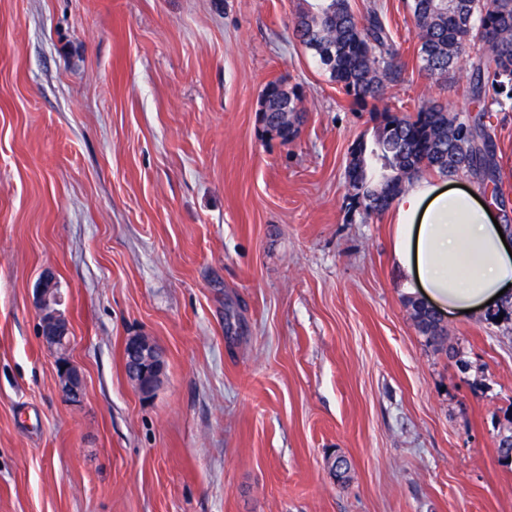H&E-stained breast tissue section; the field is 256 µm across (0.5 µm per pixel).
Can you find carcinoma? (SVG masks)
<instances>
[{
  "instance_id": "cac0c4a2",
  "label": "carcinoma",
  "mask_w": 512,
  "mask_h": 512,
  "mask_svg": "<svg viewBox=\"0 0 512 512\" xmlns=\"http://www.w3.org/2000/svg\"><path fill=\"white\" fill-rule=\"evenodd\" d=\"M410 9L419 42L422 70L446 76L463 54L472 58L465 97L477 114L452 113L432 101L415 115L394 113L384 103L385 83L400 80L398 50L375 5L356 17L350 0H313L293 19L298 41L329 73V78L365 107L375 102L379 125L372 147L360 142L352 163L363 171L353 197L368 213H380L425 171L442 175L465 172L486 187L497 184L494 128L485 113L505 96L512 99V0H412ZM299 90L280 82L264 92L269 112H294ZM418 332L444 349L441 320L420 302L412 303Z\"/></svg>"
}]
</instances>
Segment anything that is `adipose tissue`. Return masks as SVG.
I'll return each mask as SVG.
<instances>
[{"label": "adipose tissue", "instance_id": "1", "mask_svg": "<svg viewBox=\"0 0 512 512\" xmlns=\"http://www.w3.org/2000/svg\"><path fill=\"white\" fill-rule=\"evenodd\" d=\"M391 210L392 256L403 286L437 311L485 309L512 285V252L493 210L472 189L421 178L393 199Z\"/></svg>", "mask_w": 512, "mask_h": 512}]
</instances>
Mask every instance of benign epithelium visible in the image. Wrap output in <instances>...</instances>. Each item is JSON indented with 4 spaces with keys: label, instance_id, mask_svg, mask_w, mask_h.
I'll list each match as a JSON object with an SVG mask.
<instances>
[{
    "label": "benign epithelium",
    "instance_id": "1",
    "mask_svg": "<svg viewBox=\"0 0 512 512\" xmlns=\"http://www.w3.org/2000/svg\"><path fill=\"white\" fill-rule=\"evenodd\" d=\"M59 288L55 274L44 271L34 288V304L40 316V336L57 357V381L62 397L77 405L84 400L85 384L81 370L68 356L70 327L56 309ZM124 370L134 390L143 398L152 396L165 370V361L157 344L148 336L126 337L123 345Z\"/></svg>",
    "mask_w": 512,
    "mask_h": 512
}]
</instances>
